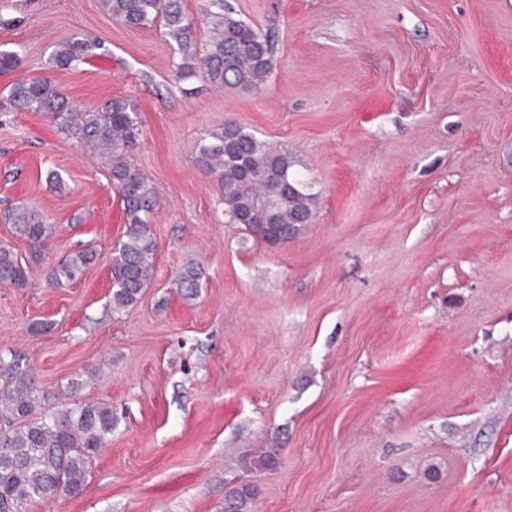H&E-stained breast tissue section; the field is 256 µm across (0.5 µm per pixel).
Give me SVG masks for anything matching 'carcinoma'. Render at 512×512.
Returning <instances> with one entry per match:
<instances>
[{
	"mask_svg": "<svg viewBox=\"0 0 512 512\" xmlns=\"http://www.w3.org/2000/svg\"><path fill=\"white\" fill-rule=\"evenodd\" d=\"M112 21L130 29L159 27L173 48L174 79H203L224 90L252 91L263 85L273 70L275 40L239 17L226 0H205L204 42L185 15L181 0H102ZM103 42L90 35L75 36L57 46L46 65L69 69L98 55ZM21 63L14 50L0 49V74ZM42 112L57 130L78 143L99 148L107 159L117 188L126 231L109 259L112 313L136 305L148 287L158 243L149 223L157 195L153 185L136 169L130 152L138 134V107L134 100L116 97L98 109L69 105L62 90L47 78L19 80L0 97V112ZM197 163L214 175L224 194L228 223L243 226L247 235L266 244L285 243L313 219L314 196L309 182L297 172L288 149L273 145L249 129L226 121L212 129L198 147ZM0 221L31 245V261H49L47 241L54 225L44 214L24 203L0 212ZM97 258L90 247L72 251L51 263L49 285L63 288ZM201 267L188 262L176 280L182 297L197 293ZM28 268L13 248L0 244V283L24 288ZM37 389L27 365L17 355H0V417L10 427L0 429V512H28L37 500L75 497L84 490L90 462L106 447L117 419L104 403H52L36 412ZM277 460L266 451H251L240 460L247 471L270 470ZM257 490L242 483L224 496V512H254Z\"/></svg>",
	"mask_w": 512,
	"mask_h": 512,
	"instance_id": "cac0c4a2",
	"label": "carcinoma"
}]
</instances>
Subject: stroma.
Listing matches in <instances>:
<instances>
[{
    "instance_id": "obj_1",
    "label": "stroma",
    "mask_w": 512,
    "mask_h": 512,
    "mask_svg": "<svg viewBox=\"0 0 512 512\" xmlns=\"http://www.w3.org/2000/svg\"><path fill=\"white\" fill-rule=\"evenodd\" d=\"M230 2L277 45L250 93L174 83L157 29L101 0H0V47L23 59L0 91L45 77L83 109L135 100L132 158L159 200L151 283L113 315L126 226L104 159L42 113L0 115V209L44 213L57 256L98 252L66 288L36 265L0 284V355L118 419L83 493L29 512H222L245 481L255 512H512V0ZM79 33L104 56L47 69ZM227 120L310 182L313 222L288 242L228 223L197 165ZM189 261L192 299L174 285ZM255 448L277 468L241 471Z\"/></svg>"
}]
</instances>
